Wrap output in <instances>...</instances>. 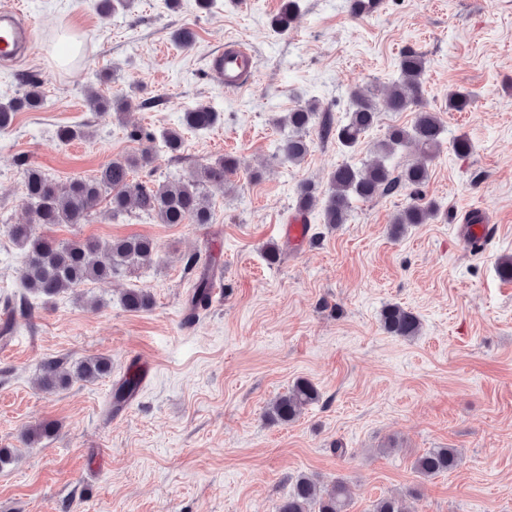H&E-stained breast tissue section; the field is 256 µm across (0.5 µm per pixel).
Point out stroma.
I'll return each mask as SVG.
<instances>
[{"label": "stroma", "mask_w": 512, "mask_h": 512, "mask_svg": "<svg viewBox=\"0 0 512 512\" xmlns=\"http://www.w3.org/2000/svg\"><path fill=\"white\" fill-rule=\"evenodd\" d=\"M38 41L23 64L0 70V102L28 83L45 92L41 108L15 113L0 129V314L25 303L0 350V512H276L298 474L324 487L343 479L349 512H372L384 496L408 512H512V0H384L381 13L356 17L353 0H300L288 34L272 28L281 0H131L100 15L95 0H22ZM188 30L192 47L174 35ZM248 42L257 69L243 91L205 75L211 53ZM427 60L425 103L444 125L446 145L419 189L356 201L347 223L308 214L305 247L282 227L296 211V189L312 182L326 195L337 165L363 167L373 146L409 112H378L356 152L311 130L298 165L274 155L275 118L316 102L320 117L345 121L353 87L384 85L401 55ZM126 96L121 116H100L86 91ZM472 94L468 111L448 108V93ZM204 103L216 125L185 135L179 156L162 131ZM83 138L59 141V127ZM154 133L131 140L132 128ZM465 136L459 155L450 145ZM151 147L138 176L171 181L231 154L241 165L232 188L210 190L209 224H155L137 214L112 220L99 204L85 224L52 227L68 241L144 236L152 263L48 299L25 288V255L10 225L28 222L25 170L55 181L95 175L100 165ZM435 201L436 218L393 235L394 216L416 196ZM493 218L482 250L458 237L465 211ZM281 260L269 263L267 248ZM195 268H188L190 255ZM218 277L224 298L189 319L201 272ZM147 289L153 305L131 311L121 298ZM397 303L418 316L419 336L387 334L380 313ZM105 356L109 377L39 390L42 362L65 367ZM144 363L152 378L123 409L113 386ZM300 378L318 403L286 426L265 418L272 401ZM56 422L57 434L24 445L30 426ZM345 448L338 456L336 448ZM432 448H455L459 466L431 479L413 469Z\"/></svg>", "instance_id": "35a3bbf8"}]
</instances>
